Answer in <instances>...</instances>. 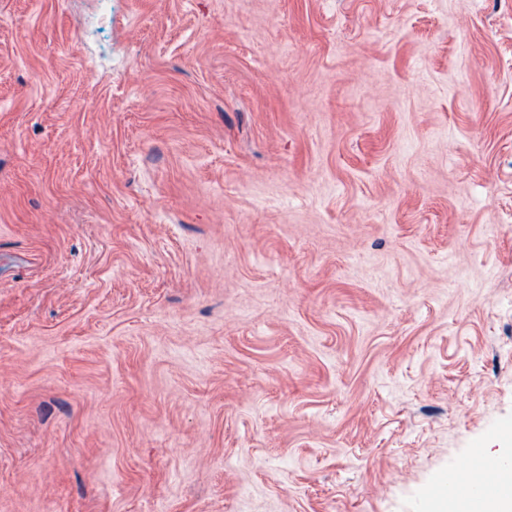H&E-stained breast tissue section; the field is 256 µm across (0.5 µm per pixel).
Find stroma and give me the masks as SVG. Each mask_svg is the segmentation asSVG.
Returning a JSON list of instances; mask_svg holds the SVG:
<instances>
[{
  "mask_svg": "<svg viewBox=\"0 0 512 512\" xmlns=\"http://www.w3.org/2000/svg\"><path fill=\"white\" fill-rule=\"evenodd\" d=\"M512 447V0H0V512H423Z\"/></svg>",
  "mask_w": 512,
  "mask_h": 512,
  "instance_id": "obj_1",
  "label": "stroma"
}]
</instances>
